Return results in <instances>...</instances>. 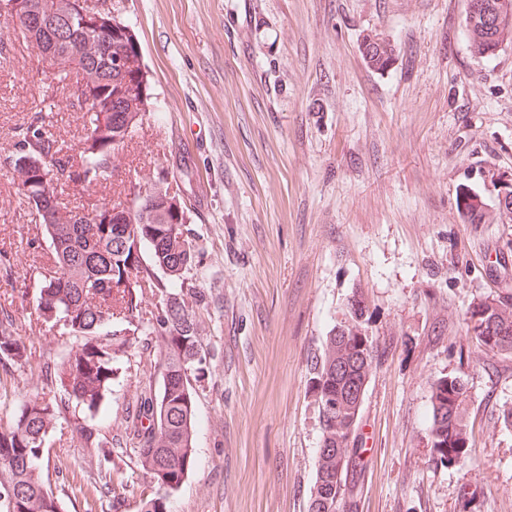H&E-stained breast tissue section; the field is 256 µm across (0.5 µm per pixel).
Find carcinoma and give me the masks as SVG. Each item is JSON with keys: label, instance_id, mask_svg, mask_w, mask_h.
Here are the masks:
<instances>
[{"label": "carcinoma", "instance_id": "cac0c4a2", "mask_svg": "<svg viewBox=\"0 0 512 512\" xmlns=\"http://www.w3.org/2000/svg\"><path fill=\"white\" fill-rule=\"evenodd\" d=\"M73 9L60 29L47 31L38 50L45 67L43 80L55 88L68 74L71 64L83 66L81 80L90 92L84 97L72 92L70 106L82 113L83 136L77 152L59 141L48 130L46 106H35L33 120L13 134L12 149L0 159V168L17 182L18 194L30 216H35L34 196L38 190L28 186L23 169L13 157L27 152L39 162L47 175L42 191L62 195L66 181L57 171L63 166L84 174L89 188L115 181L125 149L149 115V78L141 47L133 27L122 18L123 0H112L110 14L112 39H102L84 22L83 13L92 11L86 0ZM466 32L472 55L478 59L497 57L502 46L512 42V18L492 29L483 18L466 14ZM376 40L360 49L369 68L384 73L397 61L401 48L388 38ZM115 97L121 112L134 113L126 127L112 130V154L96 150L102 136L99 109ZM172 190L167 179L159 177L145 184L129 183L118 191L119 201L103 203L89 210L61 204L55 223L45 225L53 246L54 271L44 277L36 308V320L62 323L65 333L75 341L56 363L45 362L41 371L51 386L62 393L58 401L36 394L19 412L0 419V512H59L58 498L36 466L34 450L40 447L54 427L63 403L73 402L90 413L100 407L114 376L121 347L128 336L138 331L144 296L157 298L149 335L155 337L160 354L161 389L141 398L132 417L131 428L139 440L137 463L155 488L141 500V512H167V499L176 492L191 471L195 460L194 393L191 373L200 369L201 345L193 307L185 294L175 293L152 278L141 265L144 248L151 251L153 266L175 281L192 267L196 251L185 224H158L149 204ZM122 209L134 219V238L123 250H112V239L126 232L125 224H95L90 214L107 208ZM467 219L485 224L494 217L478 203L466 207ZM86 218L75 224L73 218ZM358 311L345 313V321L331 329L324 347L312 360L310 382L315 392L320 425V448L316 458V480L309 512L322 498L336 512V497L341 495L348 471L336 478V457L352 462L342 429L353 406L344 400L349 382L368 379L373 372L377 346H363L367 335L363 314L365 300L354 299ZM15 311L0 307V377L12 374L13 367L28 361L25 340L16 332ZM112 322V337L96 335L103 323ZM467 333L475 348L483 353L512 357V291L489 295L474 303L466 313ZM346 363V374L336 376V361ZM431 424L429 441L432 459L448 467L465 462L470 456L466 420L467 389L461 377L442 375L429 386ZM85 448L103 449L95 430L84 424L76 427Z\"/></svg>", "mask_w": 512, "mask_h": 512}]
</instances>
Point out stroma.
I'll return each mask as SVG.
<instances>
[{
  "mask_svg": "<svg viewBox=\"0 0 512 512\" xmlns=\"http://www.w3.org/2000/svg\"><path fill=\"white\" fill-rule=\"evenodd\" d=\"M149 72L151 116L120 179L166 177L197 251L183 289L206 356L195 392L193 469L168 512H308L320 441L310 362L353 294L377 345L340 512H512V358L478 356L472 303L512 290V220L467 223L464 192L498 212L512 174V43L477 60L464 0H123ZM373 31L401 46L377 73L359 49ZM34 48L0 63V154L43 97ZM11 176L0 171V305L35 310L51 270ZM31 352L0 384V417L49 396L39 364L71 344L31 324ZM156 353L134 342L96 414L71 408L45 439L62 462L60 512H139L152 494L124 428L159 391ZM467 382L470 457H431L429 382ZM97 430L84 448L73 427ZM113 490L101 492L104 479ZM79 493H72V486Z\"/></svg>",
  "mask_w": 512,
  "mask_h": 512,
  "instance_id": "35a3bbf8",
  "label": "stroma"
}]
</instances>
